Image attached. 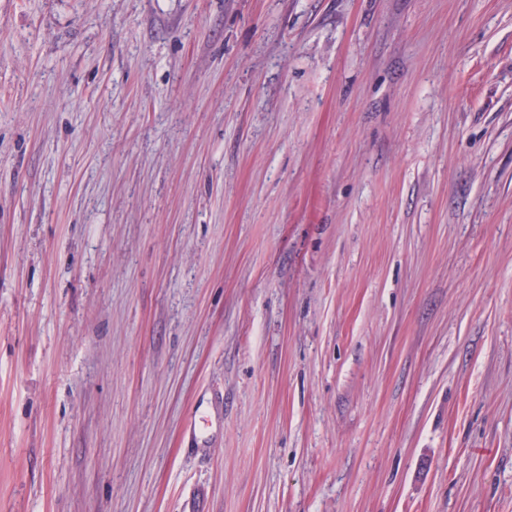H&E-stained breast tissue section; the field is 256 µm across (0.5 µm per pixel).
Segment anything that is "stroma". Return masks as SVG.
Wrapping results in <instances>:
<instances>
[{"label":"stroma","mask_w":512,"mask_h":512,"mask_svg":"<svg viewBox=\"0 0 512 512\" xmlns=\"http://www.w3.org/2000/svg\"><path fill=\"white\" fill-rule=\"evenodd\" d=\"M0 512H512V0H0Z\"/></svg>","instance_id":"stroma-1"}]
</instances>
